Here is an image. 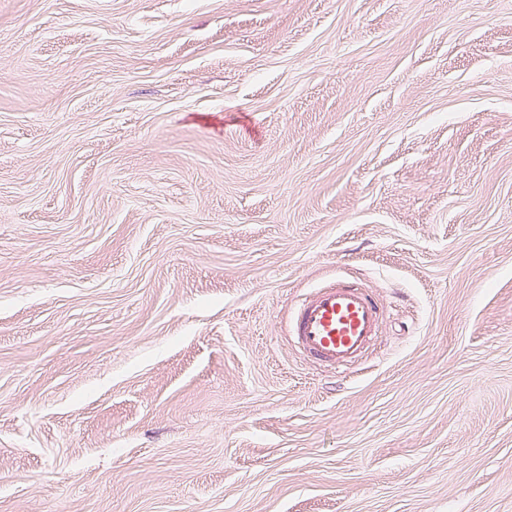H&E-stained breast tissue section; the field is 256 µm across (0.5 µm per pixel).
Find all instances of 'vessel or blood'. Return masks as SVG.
<instances>
[{
    "instance_id": "1",
    "label": "vessel or blood",
    "mask_w": 512,
    "mask_h": 512,
    "mask_svg": "<svg viewBox=\"0 0 512 512\" xmlns=\"http://www.w3.org/2000/svg\"><path fill=\"white\" fill-rule=\"evenodd\" d=\"M381 307L368 289L330 283L299 302L289 326L295 343L316 362L347 369L372 348Z\"/></svg>"
}]
</instances>
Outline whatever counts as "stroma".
I'll return each mask as SVG.
<instances>
[{
	"mask_svg": "<svg viewBox=\"0 0 512 512\" xmlns=\"http://www.w3.org/2000/svg\"><path fill=\"white\" fill-rule=\"evenodd\" d=\"M0 512H512V0H0ZM379 302L366 288L340 282L317 288L299 302L289 326L295 343L316 362L347 369L369 352L378 336Z\"/></svg>",
	"mask_w": 512,
	"mask_h": 512,
	"instance_id": "35a3bbf8",
	"label": "stroma"
}]
</instances>
